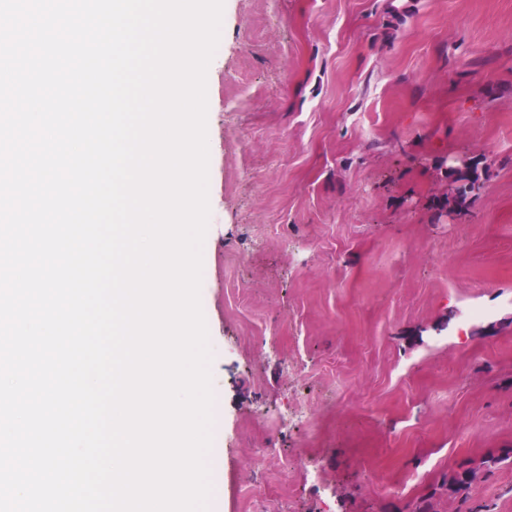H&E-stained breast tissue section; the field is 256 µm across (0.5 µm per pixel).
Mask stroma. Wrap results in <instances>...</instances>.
<instances>
[{
  "instance_id": "35a3bbf8",
  "label": "stroma",
  "mask_w": 512,
  "mask_h": 512,
  "mask_svg": "<svg viewBox=\"0 0 512 512\" xmlns=\"http://www.w3.org/2000/svg\"><path fill=\"white\" fill-rule=\"evenodd\" d=\"M207 89L208 512H512V0H224ZM456 185V199L460 202L466 200L469 195L480 189V175L475 166L465 165L464 169H450Z\"/></svg>"
}]
</instances>
